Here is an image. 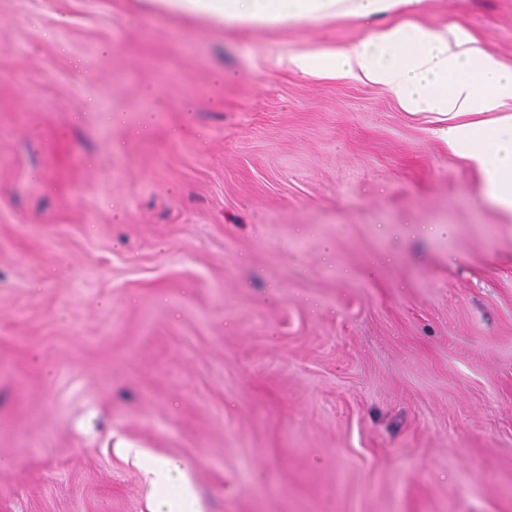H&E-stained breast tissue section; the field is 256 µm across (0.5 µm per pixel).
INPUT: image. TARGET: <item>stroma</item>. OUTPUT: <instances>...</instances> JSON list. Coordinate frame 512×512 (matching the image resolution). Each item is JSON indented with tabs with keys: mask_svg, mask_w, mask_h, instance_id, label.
Instances as JSON below:
<instances>
[{
	"mask_svg": "<svg viewBox=\"0 0 512 512\" xmlns=\"http://www.w3.org/2000/svg\"><path fill=\"white\" fill-rule=\"evenodd\" d=\"M512 68V0L223 28L0 0V512H512V215L383 87L388 20ZM151 494L160 508L156 512H202L199 501L183 482L184 468L172 460L153 459L148 464ZM173 505H180L173 508ZM166 507V510H163Z\"/></svg>",
	"mask_w": 512,
	"mask_h": 512,
	"instance_id": "obj_1",
	"label": "stroma"
}]
</instances>
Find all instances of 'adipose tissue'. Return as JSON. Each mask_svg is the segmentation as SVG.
<instances>
[{
  "label": "adipose tissue",
  "mask_w": 512,
  "mask_h": 512,
  "mask_svg": "<svg viewBox=\"0 0 512 512\" xmlns=\"http://www.w3.org/2000/svg\"><path fill=\"white\" fill-rule=\"evenodd\" d=\"M173 15H196L227 27L280 28L337 15L369 17L400 0H159ZM458 27L434 29L395 22L349 48L296 53L294 68L305 74L350 75L386 88L406 111L448 119L438 131L449 148L478 167L484 193L512 214V69L491 54L473 52ZM151 494L165 512H202L183 482L180 464L154 459Z\"/></svg>",
  "instance_id": "obj_1"
}]
</instances>
